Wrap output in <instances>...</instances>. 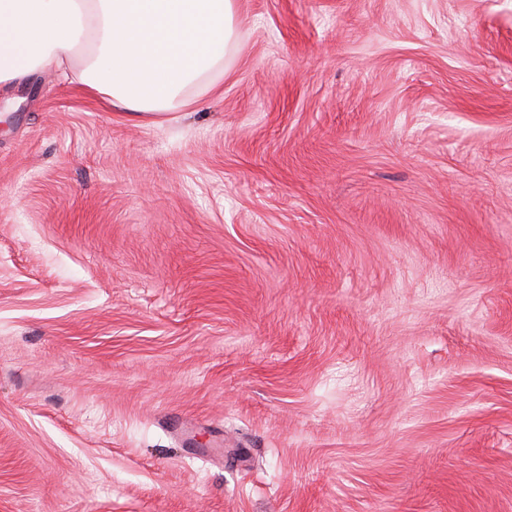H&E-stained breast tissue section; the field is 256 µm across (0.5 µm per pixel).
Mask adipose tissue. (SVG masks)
Masks as SVG:
<instances>
[{
  "mask_svg": "<svg viewBox=\"0 0 512 512\" xmlns=\"http://www.w3.org/2000/svg\"><path fill=\"white\" fill-rule=\"evenodd\" d=\"M236 49L235 0H0V86L67 69L152 122L216 89Z\"/></svg>",
  "mask_w": 512,
  "mask_h": 512,
  "instance_id": "1",
  "label": "adipose tissue"
}]
</instances>
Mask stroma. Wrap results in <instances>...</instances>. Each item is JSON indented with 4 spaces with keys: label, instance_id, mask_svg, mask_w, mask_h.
I'll return each mask as SVG.
<instances>
[{
    "label": "stroma",
    "instance_id": "35a3bbf8",
    "mask_svg": "<svg viewBox=\"0 0 512 512\" xmlns=\"http://www.w3.org/2000/svg\"><path fill=\"white\" fill-rule=\"evenodd\" d=\"M220 91L0 88V512H512V0H235Z\"/></svg>",
    "mask_w": 512,
    "mask_h": 512
}]
</instances>
